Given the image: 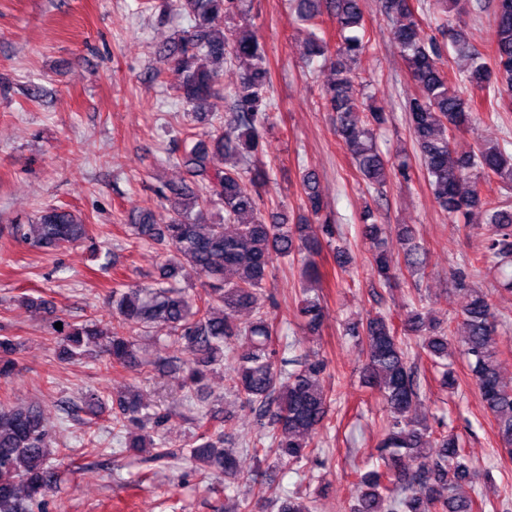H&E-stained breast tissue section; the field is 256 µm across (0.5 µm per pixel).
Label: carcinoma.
Masks as SVG:
<instances>
[{"label":"carcinoma","mask_w":512,"mask_h":512,"mask_svg":"<svg viewBox=\"0 0 512 512\" xmlns=\"http://www.w3.org/2000/svg\"><path fill=\"white\" fill-rule=\"evenodd\" d=\"M435 4L441 15L426 22L409 0H382L415 86L406 103L415 158L436 204L448 217L485 214L494 232L481 262L503 263L512 260V205L482 193L481 184L495 182L512 190V154L491 143L463 150L452 144L448 132L512 103V0H495L496 37L486 54L464 27L448 18L450 10L457 16L466 12L464 0ZM181 6L192 25L177 40L158 47L157 60L182 75L180 96L196 119L208 117L211 99L221 94L232 102V116L184 155V165L203 176L204 186L162 185L156 196L168 212L167 223H154L151 212L144 210L138 223L130 225L136 245L170 253L158 277L150 285L121 283L112 288V321L64 323L56 330L55 344L63 361L93 350L110 367L131 369L142 366L136 345L143 332L159 343L180 345L190 355L181 367L184 400L200 415L198 444L188 453L205 480L213 472L234 476L238 470L239 449L222 447L223 425L199 399L213 366L226 360L230 389L252 408L264 428L248 442L254 456L272 454L282 463L297 464L308 458L307 449L324 429L332 404L321 385L325 363L298 352L293 344L279 343L263 291L283 260L300 259L305 279L300 314L307 330H319L324 309L315 288L326 274L315 256L321 240L333 237L335 229L310 170L300 176L301 199L314 222L288 223L273 199L272 221L261 212L262 192L271 180L270 169L261 160L264 131L275 119L269 96L271 69L257 31L227 26L248 15L247 0H181ZM297 9L310 25L304 63L320 60L333 72L322 96L366 187L378 190L389 182L412 181L409 155L390 161L376 146L375 130L386 124L387 115L362 111L355 64L369 49V40L360 0H297ZM323 15L333 22L335 36L317 22ZM450 49L453 60L464 66L448 64ZM228 61L237 64L238 72L235 81L224 86L221 79ZM466 83L473 92L464 93ZM360 221L361 235L372 243L369 265L378 283L391 285L403 266L413 273L425 271L428 250L411 230L398 231L399 257L388 247V225L377 223L372 208L363 209ZM12 235L53 252L85 242L90 230L80 214L51 205L37 214L35 222L13 225ZM186 270L203 281L204 294L175 286ZM457 281L466 297L462 353L479 401L495 421L499 444L512 456V388L501 381L496 361L493 303L484 290L467 287L463 274ZM244 311L252 318L240 323L238 316ZM346 331L356 337L365 355V384L379 396L386 413L376 466L353 470L360 493L350 512H492L494 504L475 490L482 474L463 454L459 435L452 430L437 433L426 418L411 415L420 402V382L404 342L416 339L431 363L444 368L442 384L453 389L457 378L448 369V328L430 326L422 308L411 306L398 324L392 315L379 312ZM241 338L247 349L238 353L234 345ZM17 351L12 338L0 336V378L14 374ZM113 403L112 427L119 433L128 431L126 447L158 448L159 456H168L165 442L154 436L169 414H142L144 405L136 390L118 395ZM57 480L39 408L0 403V512H43ZM466 485L473 493L463 491ZM316 509L315 500L299 493L280 504V512Z\"/></svg>","instance_id":"1"}]
</instances>
